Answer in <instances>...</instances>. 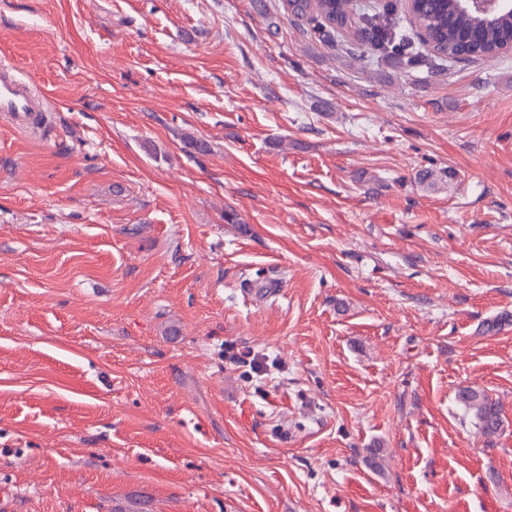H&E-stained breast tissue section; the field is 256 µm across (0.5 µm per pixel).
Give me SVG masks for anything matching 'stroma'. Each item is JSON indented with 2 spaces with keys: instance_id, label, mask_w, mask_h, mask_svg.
<instances>
[{
  "instance_id": "35a3bbf8",
  "label": "stroma",
  "mask_w": 512,
  "mask_h": 512,
  "mask_svg": "<svg viewBox=\"0 0 512 512\" xmlns=\"http://www.w3.org/2000/svg\"><path fill=\"white\" fill-rule=\"evenodd\" d=\"M352 41L0 0L45 98L0 120L10 512H512V54L440 82ZM458 401L471 414L478 432L486 439L496 437L502 429L501 405L480 388L466 387L459 391Z\"/></svg>"
}]
</instances>
